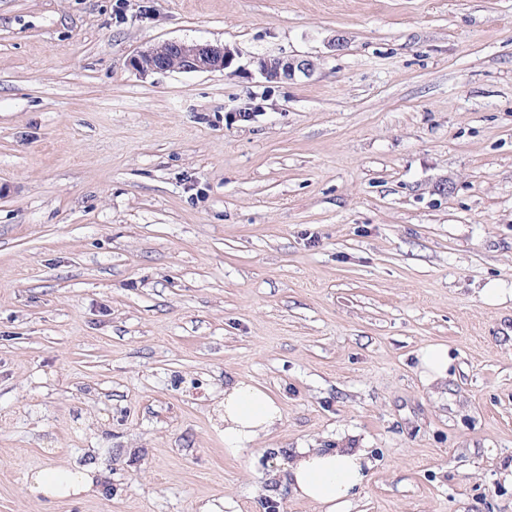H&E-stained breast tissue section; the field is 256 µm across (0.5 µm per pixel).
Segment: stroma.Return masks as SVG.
Here are the masks:
<instances>
[{
    "label": "stroma",
    "instance_id": "obj_1",
    "mask_svg": "<svg viewBox=\"0 0 512 512\" xmlns=\"http://www.w3.org/2000/svg\"><path fill=\"white\" fill-rule=\"evenodd\" d=\"M235 379L283 419L233 457ZM347 434L348 512H512V0H0V512H319L279 473ZM233 59V52L223 44H189L167 40L135 56L131 60V67L144 73L215 72L224 71L231 65ZM261 74L269 80L292 78L296 72L310 74L315 64L309 58L262 57L257 60ZM416 359L420 376L427 385L447 380L454 363L448 346L443 343H431L422 347L417 352ZM93 472L86 468H43L31 471L27 477L28 492L35 497L62 499L92 489Z\"/></svg>",
    "mask_w": 512,
    "mask_h": 512
}]
</instances>
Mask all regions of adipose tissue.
Segmentation results:
<instances>
[{
	"instance_id": "adipose-tissue-1",
	"label": "adipose tissue",
	"mask_w": 512,
	"mask_h": 512,
	"mask_svg": "<svg viewBox=\"0 0 512 512\" xmlns=\"http://www.w3.org/2000/svg\"><path fill=\"white\" fill-rule=\"evenodd\" d=\"M224 449L236 455L267 435L282 421L277 401L262 387L236 380L224 388ZM371 461L366 449L339 440L329 448L294 449L285 482L291 496L317 504L322 512H344L368 478ZM27 489L32 496L62 499L92 489L86 468H43L31 471Z\"/></svg>"
}]
</instances>
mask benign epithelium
<instances>
[{"label":"benign epithelium","instance_id":"obj_1","mask_svg":"<svg viewBox=\"0 0 512 512\" xmlns=\"http://www.w3.org/2000/svg\"><path fill=\"white\" fill-rule=\"evenodd\" d=\"M233 59V52L222 44L167 40L134 57L131 67L144 73L215 72L228 68ZM257 64L261 74L269 80L292 78L298 72L309 74L315 67L309 58L262 57Z\"/></svg>","mask_w":512,"mask_h":512}]
</instances>
